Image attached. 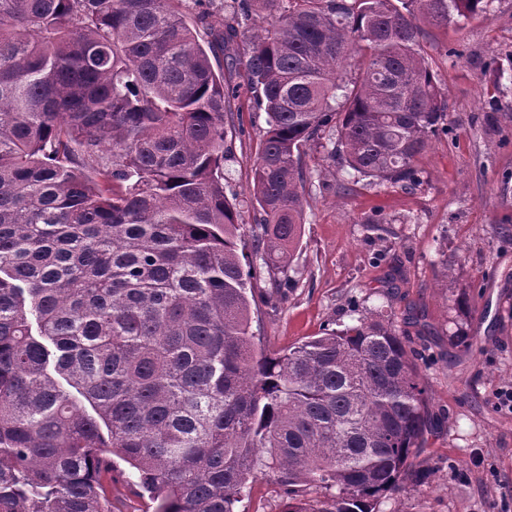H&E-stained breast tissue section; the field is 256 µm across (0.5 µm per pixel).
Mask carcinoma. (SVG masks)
I'll return each mask as SVG.
<instances>
[{"mask_svg": "<svg viewBox=\"0 0 512 512\" xmlns=\"http://www.w3.org/2000/svg\"><path fill=\"white\" fill-rule=\"evenodd\" d=\"M194 2L0 0V512H112L120 462L154 512H237L259 473L283 512H375L425 444L400 330L266 351L245 248L291 261L324 138L364 177L416 183L448 117L417 20L484 0H224L216 20ZM244 94L267 124L254 227L224 191Z\"/></svg>", "mask_w": 512, "mask_h": 512, "instance_id": "carcinoma-1", "label": "carcinoma"}]
</instances>
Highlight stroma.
Returning a JSON list of instances; mask_svg holds the SVG:
<instances>
[{"label":"stroma","instance_id":"stroma-1","mask_svg":"<svg viewBox=\"0 0 512 512\" xmlns=\"http://www.w3.org/2000/svg\"><path fill=\"white\" fill-rule=\"evenodd\" d=\"M449 26L423 24V54L448 102V130L401 188L332 162L317 145L302 158L304 224L278 281L260 271L252 329L268 351L358 318L384 317L419 353L434 430L412 460L420 480L378 512H512V0ZM233 132L224 186L244 224L259 212L253 161L265 113L249 99L225 117ZM283 283L270 306L263 294ZM426 328L404 324L410 306ZM112 512H153L127 475L103 478Z\"/></svg>","mask_w":512,"mask_h":512}]
</instances>
